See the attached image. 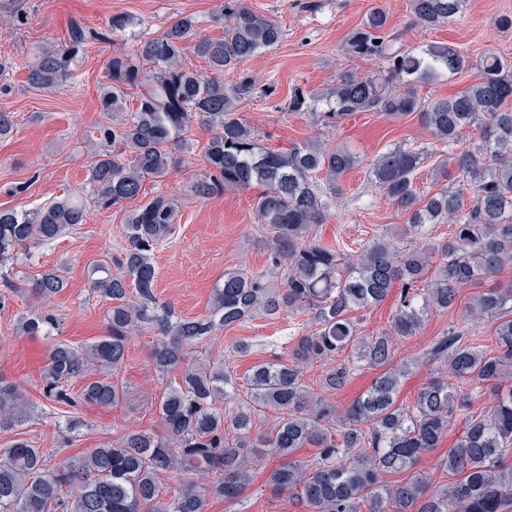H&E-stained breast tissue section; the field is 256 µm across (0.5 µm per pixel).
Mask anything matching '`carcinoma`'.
I'll return each instance as SVG.
<instances>
[{
    "mask_svg": "<svg viewBox=\"0 0 512 512\" xmlns=\"http://www.w3.org/2000/svg\"><path fill=\"white\" fill-rule=\"evenodd\" d=\"M409 6L414 24L433 29L459 17L466 0H409ZM212 21L223 25L222 35L205 36L195 16L178 15L165 31L130 54L112 55L106 65L109 82L100 92L101 109L122 119L94 128L90 182L105 209L139 204L126 216L124 245L93 268L99 277L91 279L90 288L108 302L107 335L79 349L53 342L41 372L43 396L54 403L115 408L125 399L114 378L128 336L136 327L153 328L159 336L152 354L155 371L180 372V381L157 402L162 432L130 430L118 444L88 448L56 468L48 467L42 449L18 438L0 448V512H142L148 505L151 512H205L209 496H241L259 448L288 459L270 473L269 486L288 494L294 512H507L512 507V286L475 295L460 320L437 337L428 352L437 376L419 388L410 405L397 402L409 368L394 364V357L395 340L419 333L431 310L454 309L462 288L512 265V60L491 51L474 63L448 42L407 49L380 8L350 32L344 52L353 59L379 58L385 67L363 77L342 76L329 93L324 118L336 123L354 112L414 114L456 159L459 171L456 187L423 191L415 179L431 157L428 149L399 145L379 154L369 165V180L396 202L404 228L360 245L355 256L317 241L312 226L323 223L328 196L342 190L358 157L319 141L288 150L262 146L235 116L254 83L245 74L224 83V74L280 43V22L256 12L247 0H217ZM127 24L119 15L106 30L72 24L63 44L34 49L27 85L73 83L85 48ZM189 45L206 72L185 65ZM465 69L477 70V79L446 99L424 100L414 90L415 82ZM129 97L135 100L131 109ZM196 120L211 136L190 192L207 198L226 188L258 190L255 209L271 231L272 265L287 267V277L282 287L270 288L261 273L228 270L212 290L209 313L186 318L154 295L153 254L176 231L178 201L164 193L148 199L144 184L166 177L179 164L175 153L194 154L189 133ZM465 130L474 139L456 154ZM85 221V206L69 196L22 213L0 209V307L19 291L10 265ZM432 224L450 226L449 239L427 242ZM408 237L416 240L410 247L404 245ZM111 266L117 273H109ZM67 286L60 269L37 274L29 294L43 306L20 318L19 332L56 335L62 319L51 301ZM397 286L391 329L359 336L353 313L384 300ZM308 311L318 328L296 337L289 359L256 363L244 377L249 402L277 411L270 428H261L244 404L227 408L232 379L224 362L187 357V347L257 312ZM485 317L494 324L488 343L478 336ZM320 362L328 368L315 393L304 380L305 368ZM366 366L382 372L350 408L338 411L331 394ZM92 370L99 375L89 379ZM75 381L82 382L77 392L71 389ZM489 388L493 398L465 417L460 439L436 462L448 482L430 491L423 474L385 479L415 468L439 447L459 412ZM31 412L18 386L0 375V431L14 430ZM300 448L315 452L297 459ZM195 471L213 475L207 489L186 481L161 498L160 474Z\"/></svg>",
    "mask_w": 512,
    "mask_h": 512,
    "instance_id": "carcinoma-1",
    "label": "carcinoma"
}]
</instances>
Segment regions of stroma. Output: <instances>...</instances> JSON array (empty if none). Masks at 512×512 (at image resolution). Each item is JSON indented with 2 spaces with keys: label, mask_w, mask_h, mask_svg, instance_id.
I'll use <instances>...</instances> for the list:
<instances>
[{
  "label": "stroma",
  "mask_w": 512,
  "mask_h": 512,
  "mask_svg": "<svg viewBox=\"0 0 512 512\" xmlns=\"http://www.w3.org/2000/svg\"><path fill=\"white\" fill-rule=\"evenodd\" d=\"M253 9L276 18L284 36L278 46L265 50L244 67L255 83L252 95L237 107V115L260 136L263 145L287 149L307 140L344 145L358 154L361 164L343 179L344 193L331 203L323 223L315 225L320 242L332 245L363 244L384 231L401 228L403 218L394 201L370 183L367 166L380 153L396 145L439 144L417 116L390 119L377 112H357L336 124L323 121L320 112L288 111L293 91L324 95L346 73L363 76L382 69L381 60L358 61L342 47L373 7L383 8L389 25L401 33L405 45L419 47L452 42L479 60L495 51L512 58V0H468L464 15L448 26L425 29L414 25L409 0H248ZM215 0H0V56L8 57L12 70L0 91V111L15 115L11 138L0 141V208L31 210L63 195L82 198L87 219L54 243L35 249L21 270L30 275L49 267L64 268L69 285L58 293L53 306L63 319L59 340L75 346L106 334L107 303L91 292L92 263L123 243L126 208H98L92 197L88 169L93 146L87 137L111 113L101 111L99 94L106 81L105 64L112 54L133 51L140 40L159 35L180 14L195 15L203 34L217 36L221 28L211 20ZM127 17L128 26L104 43L90 45L77 66L73 84L55 89H34L25 82V62L43 43L63 41L71 20L93 27L112 16ZM190 168L172 170L167 177L146 182L148 195L164 192L182 200L179 224L173 238L154 254L158 270L155 294L178 315H207L212 290L229 269L261 272L274 287L284 282L272 267L266 227L255 211V191L228 188L207 199L188 191ZM25 182L26 193L9 194L11 185ZM512 284V266L501 274L463 288L459 304L449 312H430L421 331L398 340L395 360L409 366L398 400L412 404L418 388L436 374L426 352L436 336L460 319L470 299L488 288ZM34 297L13 298L0 309V374L14 381L33 416L18 432H0V448L15 438L32 441L56 466L88 448L117 443L131 428L160 426L156 402L167 381L155 372L151 352L156 332L142 327L128 340V352L117 377L126 392L118 408L106 410L79 404L69 413L68 428L56 427L51 404L41 390L40 372L50 342L43 337L18 335L21 316L35 309ZM311 314L258 315L237 326L220 328L197 345L194 354L203 360H223L234 383L237 401H247L244 375L255 362L287 359L290 338L299 329H313ZM250 346L235 351L237 342ZM275 457L260 456L250 471L251 480L238 500L208 498L206 512H290L288 498L275 495L268 485Z\"/></svg>",
  "instance_id": "1"
}]
</instances>
